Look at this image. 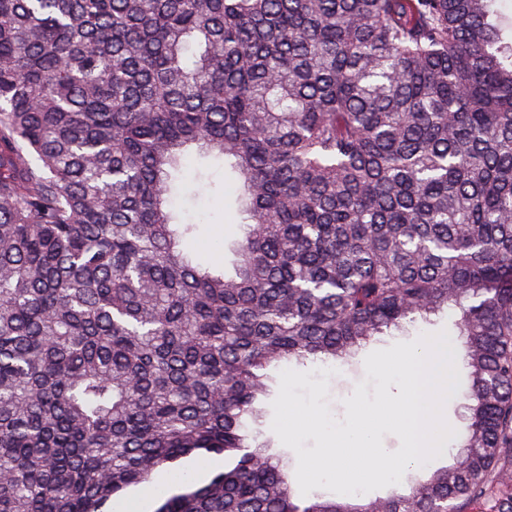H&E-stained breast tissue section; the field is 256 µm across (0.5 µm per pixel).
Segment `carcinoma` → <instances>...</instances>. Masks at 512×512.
Instances as JSON below:
<instances>
[{
  "label": "carcinoma",
  "mask_w": 512,
  "mask_h": 512,
  "mask_svg": "<svg viewBox=\"0 0 512 512\" xmlns=\"http://www.w3.org/2000/svg\"><path fill=\"white\" fill-rule=\"evenodd\" d=\"M496 0H0V512H512V24ZM229 162L234 274L187 161ZM455 311L466 451L301 501L265 370ZM227 170L226 165L225 204L222 191L224 166L218 162L210 165L206 171L214 188L202 192L193 199L181 195L177 199L176 207L185 220L198 225L196 235L188 245L192 257L212 268H224L226 273L231 274L234 257L229 246L240 238L242 230L239 218L235 214L230 175ZM201 239L205 251L198 248V241ZM182 471L192 474V484L196 487L203 486L218 472L224 471V456H213L206 464H198L193 459L181 461ZM160 484H167V496L181 492L182 486H184L181 484H174L173 482H169L168 470L166 468H161L155 472L149 482L128 488L121 498H111L105 503L102 510L103 512H123L122 510H125L127 507V502L137 501L143 512H156L160 501V495L158 494L156 488ZM148 489L151 490V495L150 497L146 498L144 493Z\"/></svg>",
  "instance_id": "obj_1"
}]
</instances>
